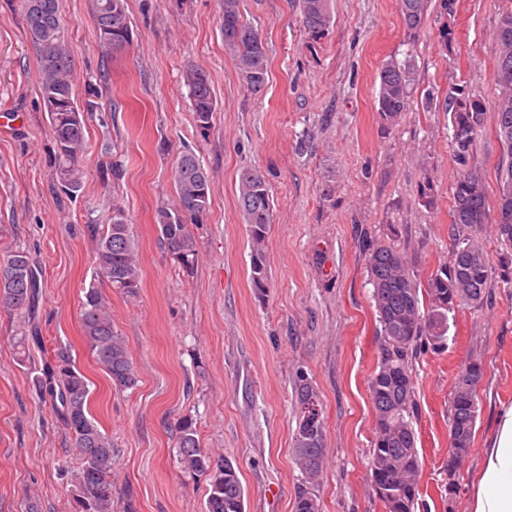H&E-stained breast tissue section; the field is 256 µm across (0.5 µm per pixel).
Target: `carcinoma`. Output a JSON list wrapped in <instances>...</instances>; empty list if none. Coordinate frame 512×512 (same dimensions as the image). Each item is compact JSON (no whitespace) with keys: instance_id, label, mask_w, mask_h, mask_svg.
I'll return each instance as SVG.
<instances>
[{"instance_id":"1","label":"carcinoma","mask_w":512,"mask_h":512,"mask_svg":"<svg viewBox=\"0 0 512 512\" xmlns=\"http://www.w3.org/2000/svg\"><path fill=\"white\" fill-rule=\"evenodd\" d=\"M38 18L25 14L29 42L34 47L38 67V89L52 137L57 146L58 189L68 197L81 190L83 171L79 159L86 151L85 110L73 93L71 60L64 44V24L59 0H42ZM430 0H399L402 22L407 32H417L424 23ZM496 40L500 46L494 63L498 89L512 86V0H499ZM224 44L233 52L238 70L248 90L260 93L268 74L266 42L257 29L246 22L240 0H222ZM328 0H301V23L314 35L329 27ZM93 23L96 38L111 52L131 46L133 30L127 0H95ZM193 120L196 127L210 126L216 110L211 79L202 69L186 74ZM412 73L390 60L379 71L378 112L387 122L407 110ZM450 113L451 145L461 170L452 186V248L448 265L436 270L425 286L394 246L371 243L365 260L373 286V299L381 326L379 358L369 393L376 414L370 471L373 490L385 512H416L421 462L413 428L415 395L413 360L423 345L442 346L448 333L449 314L461 305H479L492 278V267L483 247L473 236L474 229L489 222L496 226L500 244L512 249V222L503 224L490 215L481 172L468 166L470 152L484 126L485 109H476L470 98L457 88L443 102ZM495 130L502 146L499 161V195L512 196V94L498 95L494 109ZM175 203L162 206L155 214L159 236L174 262L188 275L198 262V249L190 225L200 223L209 211L211 183L197 155L185 149L173 164ZM239 210L247 224L250 241V283L259 296L266 292L268 262L265 241L273 217V200L264 177L245 169L239 177ZM93 243L95 275L83 288L81 329L86 346L100 368L118 388L129 389L138 382L125 339L112 323L110 297L115 290L128 298L139 294L142 270L137 243L131 233L125 209L112 206L110 223L86 225ZM470 271L457 276L456 269ZM37 277L27 253L18 251L0 261V303L20 310L34 308ZM425 299H420V296ZM38 381L52 404L60 410L74 445L78 466L71 474L75 512H113L112 441L89 412V387L70 351L55 350ZM482 378L472 379L460 371L453 396L462 392L477 395ZM297 407L320 399L309 379L294 384ZM478 406L461 411L451 402L449 433L457 437L459 448L449 453L466 457L475 431ZM182 466L210 478L206 512H245L244 488L232 461L203 448L193 421L176 424ZM310 432V422L299 413L293 436V458L302 474L297 487L294 512H321L318 496L324 460V420Z\"/></svg>"}]
</instances>
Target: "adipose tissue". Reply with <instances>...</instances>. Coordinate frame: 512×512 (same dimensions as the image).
<instances>
[{
  "instance_id": "obj_1",
  "label": "adipose tissue",
  "mask_w": 512,
  "mask_h": 512,
  "mask_svg": "<svg viewBox=\"0 0 512 512\" xmlns=\"http://www.w3.org/2000/svg\"><path fill=\"white\" fill-rule=\"evenodd\" d=\"M472 512H512V404L502 405L483 450Z\"/></svg>"
}]
</instances>
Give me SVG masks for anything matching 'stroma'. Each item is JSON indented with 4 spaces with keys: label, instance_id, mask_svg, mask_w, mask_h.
<instances>
[{
    "label": "stroma",
    "instance_id": "obj_1",
    "mask_svg": "<svg viewBox=\"0 0 512 512\" xmlns=\"http://www.w3.org/2000/svg\"><path fill=\"white\" fill-rule=\"evenodd\" d=\"M94 0H60L64 43L86 117L84 184L56 188L55 144L38 92V63L22 0H0V260L27 252L41 288L34 316L0 304V512H73L62 475L75 466L66 427L37 386L55 349H70L90 382V413L112 439L116 512H205L209 480L186 471L173 425L191 416L202 447L239 469L246 512H293L301 478L292 460L294 381L307 373L324 408L322 512H382L368 466L375 415L369 380L380 337L366 242H396L418 283L447 264L451 186L460 170L450 115L431 92L458 86L493 111L497 0H431L408 33L399 0H330L319 37L300 22L298 0H241L244 20L267 42L268 74L248 91L221 32L222 0H128L134 41L105 56L92 24ZM455 31L443 43L442 28ZM409 66V108L377 112L378 73ZM207 71L217 107L196 128L185 84ZM212 182L209 211L194 225L200 259L182 272L160 241L158 206L175 197L171 169L182 147ZM501 146L493 120L469 164L497 205ZM259 171L273 198L266 240L268 287L250 284V244L238 178ZM125 207L138 243L137 299L112 292V321L138 374L118 390L91 356L80 326L83 288L94 274L86 225ZM481 237L493 266L482 304L456 308L443 349L414 363L413 427L421 459L420 512H471L482 448L496 412L512 404V262L500 261L493 225ZM38 328L41 345L19 347ZM481 361L478 419L449 497L448 405L462 365Z\"/></svg>",
    "mask_w": 512,
    "mask_h": 512
}]
</instances>
